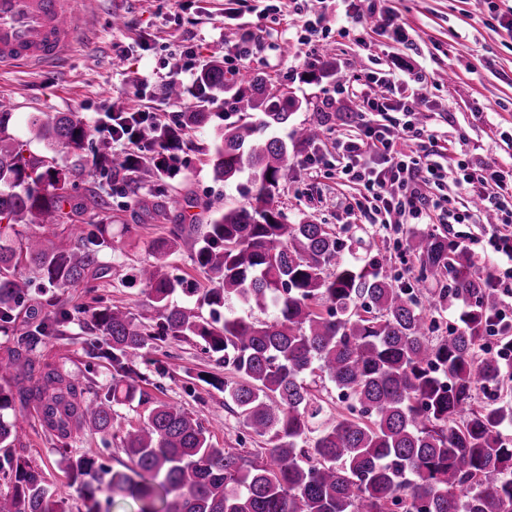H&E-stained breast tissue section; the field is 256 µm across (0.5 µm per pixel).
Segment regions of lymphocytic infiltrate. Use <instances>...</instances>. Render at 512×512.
Segmentation results:
<instances>
[{
    "label": "lymphocytic infiltrate",
    "mask_w": 512,
    "mask_h": 512,
    "mask_svg": "<svg viewBox=\"0 0 512 512\" xmlns=\"http://www.w3.org/2000/svg\"><path fill=\"white\" fill-rule=\"evenodd\" d=\"M391 85L388 76L377 77L371 73L355 76L351 83L344 85V92L358 104L356 118L363 135L337 142L336 149L345 161L338 175L362 184L367 196L357 202V209L381 216L387 224L407 218L428 219L435 214L452 224L465 223L466 212L456 208L449 195L429 196L423 191L427 185L441 186L449 176L476 205L492 211L495 229L488 244L499 263L490 281L500 297L495 329L512 331V168L459 159L449 171L429 154L398 150V141L419 138L421 130L412 116L396 129L375 122V114L407 109L406 104L393 98ZM94 124L112 142L130 146L140 160L155 157L158 150L153 135L158 124L155 113L108 111L97 117Z\"/></svg>",
    "instance_id": "1"
}]
</instances>
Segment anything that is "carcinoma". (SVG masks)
Returning a JSON list of instances; mask_svg holds the SVG:
<instances>
[{
	"mask_svg": "<svg viewBox=\"0 0 512 512\" xmlns=\"http://www.w3.org/2000/svg\"><path fill=\"white\" fill-rule=\"evenodd\" d=\"M200 89L229 94L240 112L262 110L264 119L224 128L207 148L215 179L231 186L248 174L247 200L214 211L202 227L176 224L158 245L160 256L190 245L209 287L200 302L204 318L171 305L178 291L193 293L163 262L138 269L158 311L152 324L99 306L90 317L102 334L90 346L112 366V389L96 402L84 398L79 379L41 362L36 348L60 331L68 316L17 323L14 307L29 297L31 280L16 273L38 269L43 287L57 288L105 276L100 253L104 231L71 223L86 208L68 191L72 172L58 166L55 147L94 148L92 166L132 191L131 174L142 161L112 150V142L70 112H36L35 136L50 140L35 154L10 132L13 112L0 109V322L12 325L13 345L0 355V447L18 437L17 420L3 412L35 404L42 430L67 447L85 431L108 434L113 406L134 401L146 380L143 350L157 342L194 337L207 353L232 367L225 401L250 437L265 440L258 452L216 448L198 419L161 402L138 429L127 432V470H112L98 455L64 457L78 485L84 512H101L100 495L131 499L134 512H512V399L473 405L477 388L497 386L504 363L482 356L499 294L472 255L434 230L414 232L407 249L419 263L415 281L384 270L377 259L348 258L327 225L290 218L276 195L288 178V142L312 144L321 123H303L291 140L267 133L288 123L290 101L267 92L263 79H228L224 65L201 67ZM199 105L155 133L162 145L153 166L172 177L186 131L206 126ZM153 201L139 202L144 216L166 212L160 186ZM71 224L69 247L30 235L5 244L15 224ZM462 303L458 325L436 336L434 314ZM272 313L270 319L254 316ZM317 370L344 391L346 412L321 420L323 406L305 383ZM10 487L0 492V512H67L65 499L43 471L18 456L10 461Z\"/></svg>",
	"mask_w": 512,
	"mask_h": 512,
	"instance_id": "1",
	"label": "carcinoma"
}]
</instances>
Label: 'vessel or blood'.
Returning a JSON list of instances; mask_svg holds the SVG:
<instances>
[{"label": "vessel or blood", "mask_w": 512, "mask_h": 512, "mask_svg": "<svg viewBox=\"0 0 512 512\" xmlns=\"http://www.w3.org/2000/svg\"><path fill=\"white\" fill-rule=\"evenodd\" d=\"M88 27L77 0H0V69L53 65Z\"/></svg>", "instance_id": "obj_1"}]
</instances>
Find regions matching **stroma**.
<instances>
[{
  "label": "stroma",
  "instance_id": "obj_1",
  "mask_svg": "<svg viewBox=\"0 0 512 512\" xmlns=\"http://www.w3.org/2000/svg\"><path fill=\"white\" fill-rule=\"evenodd\" d=\"M496 3L498 11L493 14L486 0H392L409 30L408 42L399 44L376 32L362 43L342 32L336 0H88L89 31L78 46L54 67L1 71L0 93L13 100L14 134L37 154L44 152L45 144L30 130L35 112H70L88 124L98 112L140 109L170 123L190 105L156 96L155 81L180 63L185 47H196L198 63H228L237 53L235 34L262 28L250 72L264 77L270 92H287L295 103L288 125L276 128V135L287 137L292 125L321 119L324 135L316 148L329 161L328 166L308 168L302 163L304 149L289 151L288 179L277 198L280 207L289 215L328 225L346 244L362 241L358 257L382 259L386 267L402 272L414 265L406 250L412 225L365 223L351 207L360 186L339 178L331 166L337 158V138L359 132L350 99L335 88L356 73H393L397 95L411 97L416 118L427 131L421 139L405 142V150H435L447 162L463 156L500 164L512 160V31L497 20L512 11V0ZM303 13L323 18L326 47L316 63L324 76L314 81L307 77L309 69L297 42ZM118 17L123 20L119 27L114 24ZM414 70L430 73V81L412 82ZM210 109L212 122L189 132L176 160L179 175L167 184L177 200H194L191 213L202 224L210 209L244 201L236 188L214 181L205 155L218 132L242 115L219 100ZM55 157L58 165L78 172L73 195L82 198L95 191L112 200L111 211L90 209L79 218L83 224L104 226L111 246L103 250L102 260L109 272L89 286L55 289L57 307L70 320L61 334L46 338L37 354L80 378L87 398L96 399L111 389L112 367L105 357L88 354L98 336L89 311L111 305L138 322L156 318L147 288L131 278L137 267L159 259L156 244L168 236L179 209L173 204L166 218L139 221L136 199L150 197L158 183L151 164H144L134 176L136 195L124 197L113 193L109 174L93 168L91 149L75 152L60 147ZM438 230L449 242L469 247L480 268H496V255L480 246L487 228L478 218L442 224ZM148 355L165 367V375H150L143 397L115 406L110 435L84 433L72 451L92 450L106 465L122 468L129 462L123 437L142 425L160 401L178 404L197 418L216 447L235 448L242 442L263 447V439H245L239 420L224 406V385L234 381V372L205 353L200 342L171 339L149 348ZM18 418L23 434L12 449H0V462L13 454L25 457L66 498L70 512H84L79 491L64 471L62 448L42 432L37 409L28 407Z\"/></svg>",
  "mask_w": 512,
  "mask_h": 512
}]
</instances>
